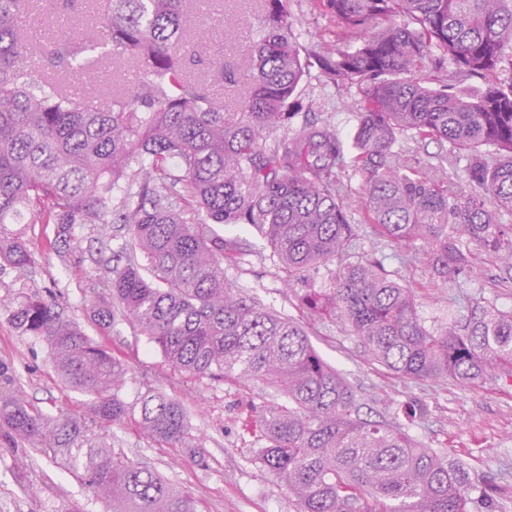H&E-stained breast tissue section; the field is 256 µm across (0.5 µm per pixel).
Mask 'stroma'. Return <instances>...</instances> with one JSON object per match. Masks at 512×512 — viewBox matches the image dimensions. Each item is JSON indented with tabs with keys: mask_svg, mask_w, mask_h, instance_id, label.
<instances>
[{
	"mask_svg": "<svg viewBox=\"0 0 512 512\" xmlns=\"http://www.w3.org/2000/svg\"><path fill=\"white\" fill-rule=\"evenodd\" d=\"M100 2L82 0L77 11L65 18L57 11V0H33L24 27L31 34L59 38L83 35L89 32ZM259 5L260 0H206L203 7H189L186 39L177 50L194 53L197 63L188 69L191 76L208 78L211 63L243 55L251 48ZM291 11L301 44L331 40L333 24L317 0H292ZM200 28L207 31L202 41L195 37ZM142 73L139 62L106 61L96 68L91 83L97 93L108 97L133 90ZM300 94L311 117L330 121L343 137L353 138L358 116L342 103L356 97V88L314 76L301 82ZM395 151L409 165L433 163L438 155H447L445 172L451 180L463 176L467 166L465 149L418 142L407 134L399 136ZM14 230L30 243L36 261L22 273L9 267L0 269V364L15 371L29 399L43 409L91 417L89 397L64 386L53 368L47 343L22 335L11 323L5 305L22 291L63 294L67 316L87 335L97 336L88 305L108 292L107 280L94 264L99 227H84L80 248L66 263L50 249L54 225L18 224ZM357 230L362 242L360 258L382 260L402 284L415 289L418 314L427 327L440 329L449 320H466L477 308L512 310V279L504 278L490 264L477 263L474 271L439 288L421 246L397 247L369 224H358ZM217 231L227 238L246 239L249 244L239 263L225 266L228 282L265 309L304 326L320 356L354 390L362 418L402 427L423 447L462 462L475 484L472 498L493 489L503 512H512V379H487L464 387L450 379L418 381L393 373L370 361L338 319L327 316L308 321L295 295L288 292L270 247L248 226L221 225ZM108 342L129 366L124 400L135 403L151 389L178 400L188 413L189 436L199 447L197 455L189 456L182 449L162 446L145 438L128 420L111 431L117 453L132 463L155 468L188 492L198 512H297L287 483L259 464L258 443L244 426L252 408L275 403L269 389L259 384L243 388L180 371L125 325L119 326ZM16 456V449L0 445V512H65L74 500L82 501L87 512H105L67 470L54 467L40 455L28 458L26 482L18 484Z\"/></svg>",
	"mask_w": 512,
	"mask_h": 512,
	"instance_id": "obj_1",
	"label": "stroma"
}]
</instances>
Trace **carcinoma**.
<instances>
[{"label": "carcinoma", "mask_w": 512, "mask_h": 512, "mask_svg": "<svg viewBox=\"0 0 512 512\" xmlns=\"http://www.w3.org/2000/svg\"><path fill=\"white\" fill-rule=\"evenodd\" d=\"M336 22L330 44L302 46L288 0H263L251 54L212 65L252 90L234 112L170 54L185 40L190 0H106L92 33L44 56L55 72L90 75L103 60L139 59L146 79L131 96L76 99L30 69L22 15L32 0H0V266L35 263L6 230L25 212L54 224L50 248L65 260L85 224L100 225L98 263L112 296L92 302L102 336L121 324L146 337L170 365L201 378L274 389L283 403L256 412L261 464L284 478L298 512H472L461 465L401 428L359 417L354 391L298 323L242 297L224 277L247 243L215 224H248L267 242L288 285L336 263L329 284L305 288L301 308L333 315L365 355L414 380L462 386L512 377V310L483 309L441 330L425 326L416 294L373 260H353L360 235L352 210L398 246L427 248L445 286L485 255L512 273V0H316ZM431 65L452 73L436 87L414 77ZM319 72L358 88L349 144L326 121L302 114V78ZM495 79L475 96L458 83ZM470 151L464 179L401 165L399 135ZM362 177L349 193L343 170ZM136 189L113 199L125 179ZM11 322L50 346L69 389L91 397L92 419L54 415L0 393V438L42 451L75 474L112 512H197L157 470L112 451L107 427L130 415L122 398L126 361L87 336L55 292L21 293ZM138 428L189 448L188 418L175 399L139 403Z\"/></svg>", "instance_id": "obj_1"}]
</instances>
